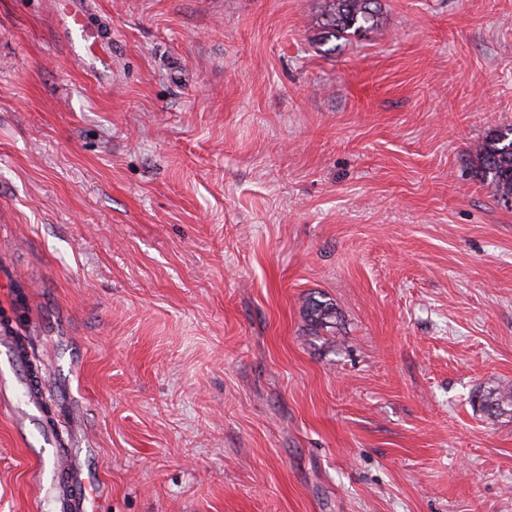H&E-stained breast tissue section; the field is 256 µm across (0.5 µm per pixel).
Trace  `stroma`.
<instances>
[{
	"instance_id": "35a3bbf8",
	"label": "stroma",
	"mask_w": 512,
	"mask_h": 512,
	"mask_svg": "<svg viewBox=\"0 0 512 512\" xmlns=\"http://www.w3.org/2000/svg\"><path fill=\"white\" fill-rule=\"evenodd\" d=\"M320 3L0 0V321L96 512H512V0ZM40 444L0 512H61ZM321 24L326 37L362 35L380 22V0H323ZM60 15L64 30L69 36V45L74 59L79 63L90 61L102 64L105 53L103 43L87 25L85 14L79 11L60 9ZM476 157L481 176L502 199L512 198V128L491 132L477 146ZM478 406L488 418H498L512 411V387H497L479 395ZM511 406V410L508 407Z\"/></svg>"
}]
</instances>
